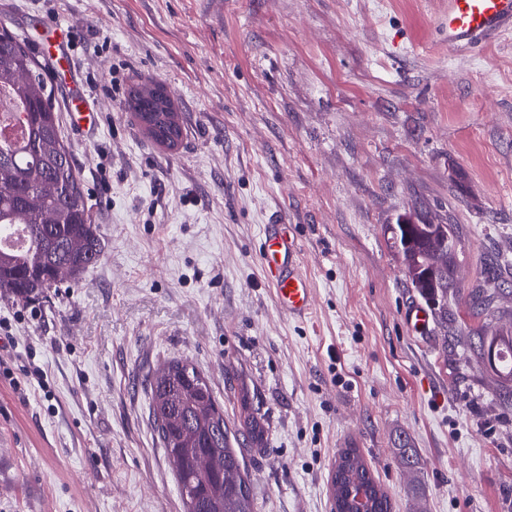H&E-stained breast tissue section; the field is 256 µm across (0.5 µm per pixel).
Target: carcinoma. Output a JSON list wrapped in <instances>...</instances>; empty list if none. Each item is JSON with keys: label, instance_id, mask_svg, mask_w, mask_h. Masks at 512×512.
<instances>
[{"label": "carcinoma", "instance_id": "obj_1", "mask_svg": "<svg viewBox=\"0 0 512 512\" xmlns=\"http://www.w3.org/2000/svg\"><path fill=\"white\" fill-rule=\"evenodd\" d=\"M10 89L22 106L6 114L24 130L20 142L0 140V232L15 224L27 229L21 251H0V296L27 301L64 282H76L101 257L97 225L84 201L81 178L60 132L52 90L37 71L25 40L0 31V89ZM161 85L144 83L129 91L136 119L143 108L156 121L141 129L169 147L182 135L179 113L170 99L157 96ZM385 232L412 287L437 305L435 317L448 327V261L453 249L448 225L388 224ZM472 313L490 323L505 316L497 305V289L485 284L471 299ZM479 354L504 381L512 383V340L490 354L479 341ZM150 414L172 466L185 512H255L253 491L241 451L233 448L224 409L213 387L192 363L180 358L163 362L149 377ZM242 437L263 442L261 418L247 398L241 399ZM359 482L373 495V512H391L385 491L362 455L347 448L336 459L332 477L336 512H346L347 487Z\"/></svg>", "mask_w": 512, "mask_h": 512}]
</instances>
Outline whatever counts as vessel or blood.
Wrapping results in <instances>:
<instances>
[{
    "label": "vessel or blood",
    "instance_id": "b4317fda",
    "mask_svg": "<svg viewBox=\"0 0 512 512\" xmlns=\"http://www.w3.org/2000/svg\"><path fill=\"white\" fill-rule=\"evenodd\" d=\"M511 30L512 0H448L449 51L477 47ZM298 255L287 225H267L262 241L267 277L280 308L301 318L312 309V286Z\"/></svg>",
    "mask_w": 512,
    "mask_h": 512
}]
</instances>
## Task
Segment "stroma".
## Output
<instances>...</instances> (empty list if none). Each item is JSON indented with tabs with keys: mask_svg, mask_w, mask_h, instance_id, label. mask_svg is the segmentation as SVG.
Returning a JSON list of instances; mask_svg holds the SVG:
<instances>
[{
	"mask_svg": "<svg viewBox=\"0 0 512 512\" xmlns=\"http://www.w3.org/2000/svg\"><path fill=\"white\" fill-rule=\"evenodd\" d=\"M55 92L103 254L77 283L0 297V512H183L150 416L171 358L210 381L244 446L257 512H335L358 449L394 512H512V399L470 343L487 273L512 309V32L448 51L446 0H0V24ZM164 84L176 148L127 106ZM99 115L83 135L72 97ZM450 225L448 325L419 302L384 232ZM287 224L313 287L284 313L262 229ZM415 448L416 472L397 458ZM241 408L242 412L240 415L241 418V427H242V437L243 441L246 439L251 440L252 442H263L264 440V429L263 424L261 422V416L258 417V413L254 412L245 396H242L241 399Z\"/></svg>",
	"mask_w": 512,
	"mask_h": 512,
	"instance_id": "1",
	"label": "stroma"
}]
</instances>
